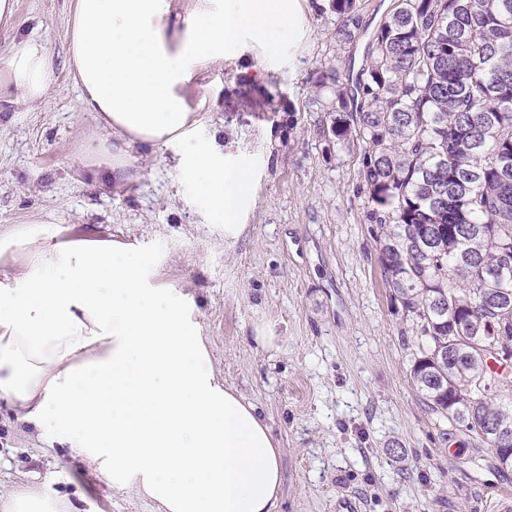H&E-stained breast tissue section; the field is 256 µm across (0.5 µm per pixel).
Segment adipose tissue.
Masks as SVG:
<instances>
[{"mask_svg":"<svg viewBox=\"0 0 512 512\" xmlns=\"http://www.w3.org/2000/svg\"><path fill=\"white\" fill-rule=\"evenodd\" d=\"M74 0L68 61L81 105L108 132L98 150L123 175L129 148L184 142L200 121L185 90L227 48L273 53L304 33L300 0ZM54 61L44 39L12 41L0 59V101L36 107ZM209 210L237 235L244 169L210 140L178 162ZM22 224L0 236L27 255L0 281V400L56 435L113 487L162 512H276L280 447L255 405L217 377L176 289L157 282L138 248L48 243ZM0 512H77L52 484L21 487Z\"/></svg>","mask_w":512,"mask_h":512,"instance_id":"adipose-tissue-1","label":"adipose tissue"}]
</instances>
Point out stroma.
I'll list each match as a JSON object with an SVG mask.
<instances>
[{
  "instance_id": "1",
  "label": "stroma",
  "mask_w": 512,
  "mask_h": 512,
  "mask_svg": "<svg viewBox=\"0 0 512 512\" xmlns=\"http://www.w3.org/2000/svg\"><path fill=\"white\" fill-rule=\"evenodd\" d=\"M70 0H16L0 27L38 35L55 57L47 105L0 101V230L47 222L58 240L136 245L159 281L176 288L219 376L268 419L282 446L279 512H491L512 495L485 444L440 421L411 384L416 326L391 303L375 225L357 194L358 149L322 134L329 89L313 72L340 48L336 15L305 11L307 33L272 55L226 56L186 88L202 102L193 145L218 139L251 181L238 237L224 235L176 167L182 146H135L125 177L95 180L111 157L106 132L83 111L67 61ZM279 336L257 348L253 327ZM54 482L78 512H159L21 422L0 400V495Z\"/></svg>"
}]
</instances>
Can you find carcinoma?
Masks as SVG:
<instances>
[{"mask_svg": "<svg viewBox=\"0 0 512 512\" xmlns=\"http://www.w3.org/2000/svg\"><path fill=\"white\" fill-rule=\"evenodd\" d=\"M360 0H326L338 42L359 39ZM328 87L322 133L359 149V194L391 301L418 327L410 370L428 409L477 436L498 468L512 447V0H396L350 79Z\"/></svg>", "mask_w": 512, "mask_h": 512, "instance_id": "cac0c4a2", "label": "carcinoma"}]
</instances>
